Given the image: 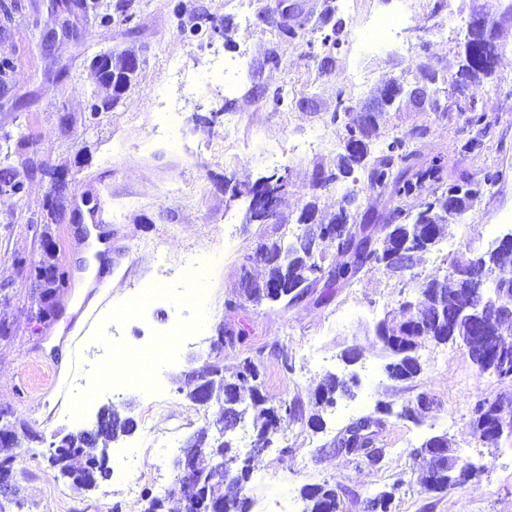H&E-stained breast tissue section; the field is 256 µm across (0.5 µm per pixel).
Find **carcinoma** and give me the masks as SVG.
Wrapping results in <instances>:
<instances>
[{
    "label": "carcinoma",
    "instance_id": "1",
    "mask_svg": "<svg viewBox=\"0 0 512 512\" xmlns=\"http://www.w3.org/2000/svg\"><path fill=\"white\" fill-rule=\"evenodd\" d=\"M493 36L491 29L469 27L464 49L481 47ZM99 57L100 63L94 68L98 90L92 97L98 113L119 103L122 94L113 91V85L129 87L138 75L132 66L136 57L134 49L101 53ZM459 57L458 75L468 77L472 82L493 75L489 69H472L468 54L461 53ZM418 70L423 81L435 86L437 92L440 86L448 83L445 70L425 64L419 65ZM381 118V112H358L353 102L339 98L331 123L340 131L343 153L337 157L335 168L323 167L317 171L313 187L322 188L352 177L357 170L362 177H353L352 183L361 181L370 192L386 194L396 202L385 222L371 224L364 218L360 220L356 211L350 214L348 223L344 222L340 211L318 218L315 203H308L298 218V223L305 226L302 234L287 243L267 239L260 242L277 262L272 267L266 266L260 281L253 279L248 270H243L240 286L246 300L283 302L288 306L321 282L327 289L324 299L328 300L331 298L328 289L340 282H351L361 269L371 265H382L393 276L403 280L412 275L424 256L439 244L442 226L450 219L461 217L486 187L496 183L497 172L490 169L480 181L462 177L450 182L445 178V165L440 161L419 164L417 144L429 136L426 127L411 134H389L378 142L374 141ZM33 172L34 164L28 159L17 166L9 163L0 165V194H20L24 179ZM409 199L417 201L414 213L405 208ZM331 248L345 261L335 266L328 265ZM498 248L494 242L485 252L454 257L443 276L415 282L411 299L402 302L406 309L420 306L421 313L398 323L384 319L376 324L375 333L387 354V365L395 372L394 381H411L422 372L417 355L419 341L446 344L451 336H471L479 330L485 336L497 337L496 343L490 345L486 352L493 358L499 353L506 357L501 362L502 372L496 376L503 373L512 376V324L486 321L483 327H478L479 316L474 308L471 288L473 276L483 265L500 263L504 270L512 268V263L502 258ZM270 280L278 283L277 291L262 292L260 287ZM435 288L448 293V304L441 311L422 302V294ZM483 291L489 296L505 293L512 297V277L502 275L497 280H488ZM262 366L260 351L241 358L228 376L223 374L224 367L218 362L205 365L197 371L196 377L188 380L187 396L195 403L206 399L220 402L222 414L235 418L237 422L252 419L255 439H270L276 433V418L284 414L294 416L298 408L285 403L277 407L266 406L267 400L259 390ZM338 394L349 396L351 388L346 380L329 373L315 391V406L335 404ZM507 404H512L511 396L476 399L470 410V425L480 439L493 436L496 420L503 417V408ZM376 413V417L364 416L348 425L333 441L334 447L360 459V449L377 444L376 433L371 427L381 424V416L394 414L412 420L421 416L413 401L402 405L398 411L392 404L382 403L376 408ZM104 416L109 428L106 438L91 441L84 430L78 429L64 435L47 457L49 467L67 477L73 489L80 493L109 478V443L130 435L134 430L133 420L114 406L109 407ZM18 447L15 438L6 441L0 437V468L12 465L14 450ZM221 451L224 452V470L201 464L203 459ZM238 461L239 454L232 451L231 446L222 448L220 443L209 440L206 434H198L186 442L182 455L174 462L180 473L187 465H193V480L190 483L177 481V485L168 491V496L177 494L185 502L205 496L210 512H249L251 468L237 467ZM425 474L429 478L421 477L418 483L429 492H444L475 477L470 458L463 455L459 456L452 470L448 469V464L431 458ZM303 498L307 501L304 512H337L338 493L334 485L305 487ZM393 500L394 492L381 490L365 499L364 512H392Z\"/></svg>",
    "mask_w": 512,
    "mask_h": 512
}]
</instances>
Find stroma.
<instances>
[{
  "label": "stroma",
  "instance_id": "35a3bbf8",
  "mask_svg": "<svg viewBox=\"0 0 512 512\" xmlns=\"http://www.w3.org/2000/svg\"><path fill=\"white\" fill-rule=\"evenodd\" d=\"M121 1L126 8L120 12ZM78 2L15 0L11 20H0V47L12 62L0 85V132L25 136L23 157L66 171L68 180L51 213L44 206V175L27 180L21 196H0V433L34 437L32 448L16 451L13 474L21 492L10 512H143L145 500L124 492L127 470L150 474L163 438L181 448L201 431L219 436L218 404L189 400L180 375L214 359L229 372L242 354L257 350L265 357L261 393L272 404H298L301 414L284 418L272 447L258 455L244 448L241 431L232 432L234 447L250 460V512H269L276 501L287 504L288 512H303L302 487L324 482L337 486L340 512H363L367 492L390 488L392 512H512V438L489 447L470 428L476 398L510 393L512 384L480 373L465 348L427 341L418 349L421 374L404 383L389 380L374 328L398 310L407 290L383 267L363 269L352 283L335 286L326 302L315 288L289 306L239 300L237 309L225 307L239 299L242 270L263 276L265 266L255 255L260 240H291L310 199L322 211H337L345 182L317 189L313 174L331 166L342 150L330 116L343 76L355 68L366 77L354 96L358 105L374 106L388 83L403 89L387 110L381 134L426 127L422 162L443 157L450 176L475 181L487 168L498 172L494 187L447 224L419 274L443 275L456 252L483 251L493 236L512 231V27L501 34L492 77L446 85L434 105L411 96L420 80L418 64L444 69L456 63L464 40L458 17H470L479 7L496 10V0H447L440 9L436 0H414L399 44L382 47L361 42L360 23L370 13L397 7V0H358L350 16L336 11L337 0H184L188 11L179 17L173 13L177 0H100L112 10L108 26ZM262 10L269 21L258 20ZM303 19L327 33L339 28L341 49L277 36L278 26ZM215 21L228 25L227 34L212 30ZM211 45L240 62L234 92L211 78ZM130 46L143 53L136 81L114 108L91 114V57ZM176 68L182 72L178 81L170 77ZM279 87L292 99L291 109L273 108L269 95ZM161 100L178 104L173 126L158 121ZM469 106L484 114L482 128L467 124ZM228 114L238 119L232 140L224 135ZM475 135L480 147L461 152V143ZM298 138L321 139L329 147L291 153ZM282 170L289 187L275 215L265 224L244 223L242 190ZM98 183L104 186L101 235L112 242V286L89 298L77 286L87 269L88 228L74 222L71 201ZM46 237L58 245L53 261L66 283L44 310L29 270L43 259ZM190 259L209 267L194 306L182 302L193 289L182 277ZM158 281L166 284V297L145 316H123L130 297ZM84 303L90 308L86 319L78 315ZM183 324L190 328L185 336L179 333ZM231 324L244 330L243 343L211 353L208 338ZM164 334L176 350L155 360L163 412L154 431L138 429L112 443L109 495L76 493L48 468L50 443L94 421L99 407L111 403L140 419L152 391H100L99 367L111 357L113 342L139 353L150 337ZM351 346L362 357L348 365L340 355ZM330 372L356 378L355 396L323 410L325 427L317 432L308 424L312 394ZM421 393L433 400L423 417L390 415L379 426L378 445L385 450L380 463H359L330 448L353 418L374 413L382 402L404 405ZM442 432L480 471L462 486L427 492L418 483L426 461L414 450Z\"/></svg>",
  "mask_w": 512,
  "mask_h": 512
}]
</instances>
